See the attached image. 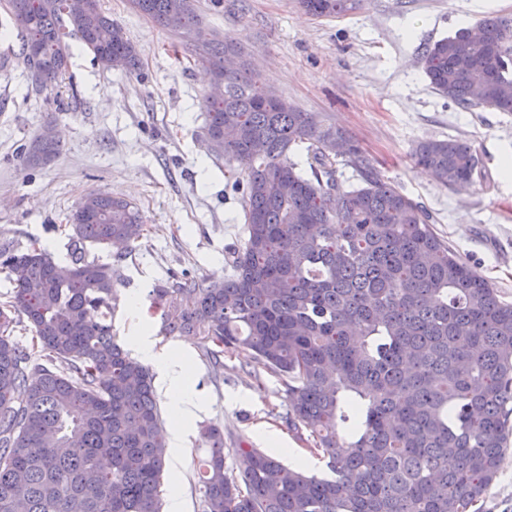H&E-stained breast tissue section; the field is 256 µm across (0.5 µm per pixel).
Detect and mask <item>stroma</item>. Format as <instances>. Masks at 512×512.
I'll use <instances>...</instances> for the list:
<instances>
[{
	"instance_id": "obj_1",
	"label": "stroma",
	"mask_w": 512,
	"mask_h": 512,
	"mask_svg": "<svg viewBox=\"0 0 512 512\" xmlns=\"http://www.w3.org/2000/svg\"><path fill=\"white\" fill-rule=\"evenodd\" d=\"M360 0L346 15L316 18L296 0H192L203 37L241 46L279 95L316 112L353 140L385 178L419 202L435 232L469 267L512 303V113L466 112L431 88L418 67L425 47L496 13L512 0ZM139 50L140 71L107 69L72 43L60 87L36 94L8 0H0V247L37 243L69 262L68 218L89 193L135 202L146 227L121 265L120 302L112 322L120 344L144 326L158 347H179L190 387L208 411L187 432L177 465H166L162 495L178 490L183 512H203L197 484L205 446L200 429L216 424L224 445L258 448L307 473L325 474L323 459L298 440L286 420L278 379L251 351L213 361L196 336L159 334L149 293L168 276H227L243 236L240 193L226 185L229 165L200 138L203 102L212 91L197 62L193 34L132 12L127 0H101ZM54 128L58 154L26 167L23 146ZM467 141L482 168L463 190H449L414 164L425 139ZM138 306H131V299Z\"/></svg>"
}]
</instances>
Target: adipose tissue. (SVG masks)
<instances>
[{
    "mask_svg": "<svg viewBox=\"0 0 512 512\" xmlns=\"http://www.w3.org/2000/svg\"><path fill=\"white\" fill-rule=\"evenodd\" d=\"M129 346L144 364L154 368V383L168 401L172 415L169 450L179 455L183 449L187 428L206 413L208 406L187 388L188 373L184 356L177 350H157L147 332L131 337Z\"/></svg>",
    "mask_w": 512,
    "mask_h": 512,
    "instance_id": "ef3b65f1",
    "label": "adipose tissue"
}]
</instances>
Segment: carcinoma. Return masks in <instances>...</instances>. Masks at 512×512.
Returning a JSON list of instances; mask_svg holds the SVG:
<instances>
[{
  "label": "carcinoma",
  "mask_w": 512,
  "mask_h": 512,
  "mask_svg": "<svg viewBox=\"0 0 512 512\" xmlns=\"http://www.w3.org/2000/svg\"><path fill=\"white\" fill-rule=\"evenodd\" d=\"M354 0H300L316 18ZM161 25L192 29L190 0H128ZM37 89L59 86L71 42L133 71L139 52L100 0H10ZM425 47L431 87L466 111L512 112V18H484ZM239 56L224 71V55ZM198 59L224 97L205 103L202 137L243 179L244 238L222 281L180 278L153 290L160 333L252 351L285 387L288 424L309 431L322 477L258 448L224 449L207 425L199 470L204 512H470L498 476L512 437V303L477 276L418 202L313 112L258 83L231 40L205 39ZM306 151L310 172L290 158ZM59 151L36 139L21 157ZM361 185L338 180V158ZM414 163L443 187L473 182L480 160L457 139H427ZM70 262L39 247L0 250L23 268L0 302V512H159L167 429L149 368L112 334L120 263L144 235L136 205L94 192L70 217ZM113 250L115 264L88 259ZM27 323L55 370L14 339ZM110 459L102 467L100 460ZM232 462H227V458Z\"/></svg>",
  "instance_id": "obj_1"
}]
</instances>
